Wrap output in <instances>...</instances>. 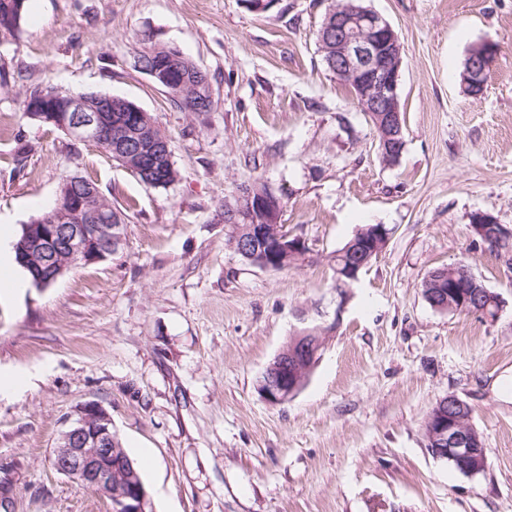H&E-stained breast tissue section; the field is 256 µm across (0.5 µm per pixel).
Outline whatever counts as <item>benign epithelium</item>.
I'll return each mask as SVG.
<instances>
[{
	"label": "benign epithelium",
	"mask_w": 512,
	"mask_h": 512,
	"mask_svg": "<svg viewBox=\"0 0 512 512\" xmlns=\"http://www.w3.org/2000/svg\"><path fill=\"white\" fill-rule=\"evenodd\" d=\"M363 0L331 2L320 32L322 51L336 61L333 74L357 88L355 101L380 133L381 146L389 147L402 136L398 79L403 46L391 24L379 13L362 5ZM154 82L179 95L188 83L172 65L148 71ZM120 120L91 108L79 96L69 98L62 112H37L33 117L62 131L74 148L92 144L134 173L170 159L166 140L144 134L154 129L149 113L131 101ZM283 201L275 192L254 191L240 186L235 202L224 205L221 219L230 226L227 245L244 260L261 269L283 270L306 254L305 241L292 236L281 224ZM15 243L17 260L32 273V284L44 289L76 265H92L112 258L124 239V225L112 223L108 208L85 182L81 192L60 191L46 223L23 225ZM360 237L358 261L337 271L338 283L350 287L358 273L389 244L385 225H370ZM464 269L448 268L436 278H427V297L435 311L455 312L467 305L470 313L487 315L481 298L489 289L467 285ZM325 329L305 327L291 337L261 374L257 390L271 405L283 404L307 384L321 357ZM468 404L456 395L438 400L425 421L428 448L440 459L453 462L470 475L487 465V448L481 434L469 423ZM115 432L112 415L101 404L89 401L75 410L66 431L53 450L55 471L76 480L112 504L113 512H145L148 493L140 484L127 482L115 463Z\"/></svg>",
	"instance_id": "7a95c632"
}]
</instances>
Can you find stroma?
I'll return each instance as SVG.
<instances>
[{
    "instance_id": "1",
    "label": "stroma",
    "mask_w": 512,
    "mask_h": 512,
    "mask_svg": "<svg viewBox=\"0 0 512 512\" xmlns=\"http://www.w3.org/2000/svg\"><path fill=\"white\" fill-rule=\"evenodd\" d=\"M403 45L406 145L384 164L350 89L323 65L327 0H28L0 45V225L21 230L65 177L96 181L124 214L112 259L45 289L0 297V478L12 512H112L58 474L52 451L95 401L142 467L153 512H512V267L475 245L470 216L512 228V0H364ZM500 53L484 95L468 50ZM208 75L214 107L186 112L135 67L150 45ZM135 102L166 134L178 180L143 182L102 148L71 153L29 119L31 87ZM31 148L13 175L17 140ZM263 182L308 253L285 270L243 261L219 217ZM364 224L391 239L345 298L332 256ZM466 265L503 301L492 320L440 313L422 294L436 267ZM329 334L308 384L281 405L256 389L298 330ZM471 407L489 450L466 476L427 447L442 397Z\"/></svg>"
}]
</instances>
